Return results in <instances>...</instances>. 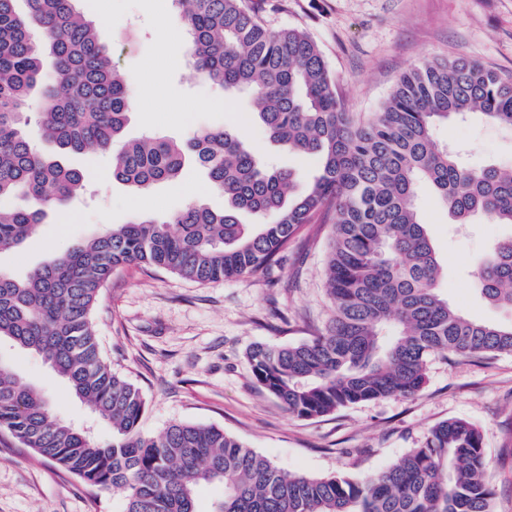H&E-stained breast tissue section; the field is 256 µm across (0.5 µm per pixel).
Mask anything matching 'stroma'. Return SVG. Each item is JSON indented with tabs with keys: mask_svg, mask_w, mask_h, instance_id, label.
<instances>
[{
	"mask_svg": "<svg viewBox=\"0 0 512 512\" xmlns=\"http://www.w3.org/2000/svg\"><path fill=\"white\" fill-rule=\"evenodd\" d=\"M271 31H305L321 49L346 111L373 112L399 76L414 65L474 58L512 74V0H259ZM100 40L112 48L133 100L126 137L156 134L178 140L208 127L240 131L263 159L291 168L296 192L313 182L312 158L272 144L255 118L252 96L224 94L200 79L188 51L162 48L170 0H80ZM440 141L456 145L473 167L512 166V130L478 117L439 126ZM88 177L83 195L64 211H47L16 251L0 254L15 276L52 260L70 246L151 215L164 220L198 199L224 208L204 170L138 193L112 178V154L92 151L68 159ZM417 205L445 270L441 286L466 317L494 323L512 314L475 291L472 272L512 226L484 217L453 223L435 196L421 190ZM328 226L305 225L277 264L254 277L200 284L161 269L126 266L102 289L92 314L102 354L145 400L144 433L174 422L215 425L284 472L309 477L378 472L420 446L438 422L456 418L480 431L491 461L495 512H512V355L470 359L442 354L428 361L426 383L410 398L351 405L313 419L299 418L254 382L246 359L258 343L308 339L331 306L326 291ZM0 360L37 388L60 420L87 428L100 442L111 426L73 396L45 359L0 342ZM123 492L89 490L52 463L36 458L0 431V512H125Z\"/></svg>",
	"mask_w": 512,
	"mask_h": 512,
	"instance_id": "35a3bbf8",
	"label": "stroma"
}]
</instances>
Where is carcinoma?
Masks as SVG:
<instances>
[{
  "instance_id": "obj_1",
  "label": "carcinoma",
  "mask_w": 512,
  "mask_h": 512,
  "mask_svg": "<svg viewBox=\"0 0 512 512\" xmlns=\"http://www.w3.org/2000/svg\"><path fill=\"white\" fill-rule=\"evenodd\" d=\"M77 2L0 0V199L21 193L32 203L0 208V252L22 244L46 210L83 187L84 172L67 167L65 156L118 141L115 181L146 190L180 180L194 164L226 206L216 212L194 201L166 220L115 224L23 278L0 270V340L43 356L112 426V439L98 443L57 419L1 361L0 430L88 486L124 492L127 512H198L199 491L214 483L224 492L209 512H494L482 435L462 419L437 423L398 463L362 475L284 473L214 425L176 422L145 436L142 393L103 359L91 314L124 266L200 283L253 276L329 213L327 325L304 341L258 343L247 354L255 383L290 414L313 418L412 397L435 353L512 355V324L469 319L442 292L443 268L414 205L425 187L458 224L482 215L512 225V169L467 166L435 140L439 125L471 114L512 129V76L467 58L415 66L378 111L357 115L343 110L306 33L268 30L248 0H172L196 74L226 92H250L268 138L317 161L313 184L292 199L294 173L261 161L229 129L181 142L123 140L132 98L112 49ZM45 54L53 83L43 78ZM37 93L50 155L25 131ZM243 212L272 221L245 224ZM474 285L490 305L512 312V236L494 244Z\"/></svg>"
}]
</instances>
